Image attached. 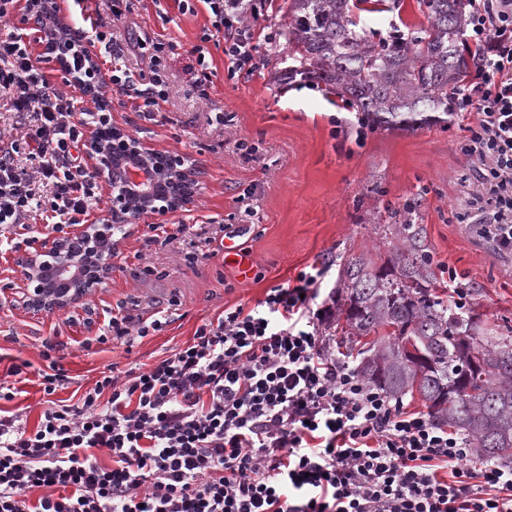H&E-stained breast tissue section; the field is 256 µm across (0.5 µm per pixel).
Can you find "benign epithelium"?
<instances>
[{"instance_id": "obj_1", "label": "benign epithelium", "mask_w": 512, "mask_h": 512, "mask_svg": "<svg viewBox=\"0 0 512 512\" xmlns=\"http://www.w3.org/2000/svg\"><path fill=\"white\" fill-rule=\"evenodd\" d=\"M111 141L125 153L137 158L152 173L154 179L169 185V191L156 194L145 191L138 196L143 214L157 211L176 212L191 203L192 195L186 185L197 179L191 167L174 169L161 166L162 152L130 136L124 129L111 124ZM86 161L104 182L106 189L119 183L111 150L104 146L103 131L90 126L86 131ZM126 198L112 194L111 206L89 224H75L63 238L42 243L25 256V278L20 286L21 302L33 313L67 309L103 287L109 268L104 259L119 251L121 240L112 238V227L123 218Z\"/></svg>"}]
</instances>
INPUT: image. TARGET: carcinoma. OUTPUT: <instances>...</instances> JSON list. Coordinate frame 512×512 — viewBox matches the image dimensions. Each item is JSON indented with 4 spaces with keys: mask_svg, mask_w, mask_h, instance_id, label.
<instances>
[{
    "mask_svg": "<svg viewBox=\"0 0 512 512\" xmlns=\"http://www.w3.org/2000/svg\"><path fill=\"white\" fill-rule=\"evenodd\" d=\"M418 4L427 24L379 37L359 13L386 11V0H288L279 36L299 66L278 81H314L371 127L412 129L425 122L419 114L450 111L451 95L476 65L463 39L468 0ZM400 235L404 247L380 266L363 255L343 263L342 332L372 337L358 371L393 400L418 395L433 420L461 431L481 458L512 461V336L481 335L470 306L444 300L408 216Z\"/></svg>",
    "mask_w": 512,
    "mask_h": 512,
    "instance_id": "cac0c4a2",
    "label": "carcinoma"
}]
</instances>
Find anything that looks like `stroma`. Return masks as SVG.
Returning <instances> with one entry per match:
<instances>
[{
    "label": "stroma",
    "instance_id": "35a3bbf8",
    "mask_svg": "<svg viewBox=\"0 0 512 512\" xmlns=\"http://www.w3.org/2000/svg\"><path fill=\"white\" fill-rule=\"evenodd\" d=\"M264 3L259 16L244 21L259 48L256 65L230 79L222 47L208 38L213 27L204 6L184 14L175 0H130L118 19L109 0H90L94 19L122 37L175 43L169 98L154 120L141 119L130 100L113 104L112 118L155 149L195 162L200 187L188 209L136 219L104 288L65 310L32 314L18 303L23 271L15 259L53 237L45 217L27 218L19 249L0 248V385L14 392L0 408L18 414L27 429H35L49 400L70 399L103 372L151 366L224 309L253 308L299 273L321 269L318 297L326 299L339 287L345 259L363 253L381 263L392 254L409 203L437 279L454 278L488 333L512 336V254L453 217L474 189L473 164L460 146L475 115L439 112L413 130L382 127L358 138L355 111L337 108L320 85L278 83L275 71L288 57L279 37L287 6ZM199 44L216 71L204 99L190 87L189 51ZM242 139L257 146L254 157L236 150ZM250 185L251 202H239ZM229 224L245 231L254 260L249 278L208 243ZM191 250L198 253L192 265L184 260ZM159 311L167 324L133 345L98 340L113 314L145 320ZM51 371L66 382L50 398L40 382Z\"/></svg>",
    "mask_w": 512,
    "mask_h": 512
}]
</instances>
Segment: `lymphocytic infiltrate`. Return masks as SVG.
Listing matches in <instances>:
<instances>
[{"mask_svg": "<svg viewBox=\"0 0 512 512\" xmlns=\"http://www.w3.org/2000/svg\"><path fill=\"white\" fill-rule=\"evenodd\" d=\"M0 0V100L23 135L0 140V228L50 214L55 231L83 223L99 185L84 154L101 112L77 111L50 83L92 95L111 88L152 119L168 98L173 43L144 40L149 73L127 67L124 45L85 12L73 23L53 0ZM244 0H178L214 17L228 74L258 52L239 27ZM464 39L477 67L453 109L476 116L462 145L476 166L478 232L512 253V0H469ZM40 26L43 53L23 31ZM101 49L111 70L86 52ZM46 186L41 195L37 186ZM318 276L302 272L259 307L225 309L173 354L125 380L105 376L77 403L43 412L34 431L0 414V512H512V468L475 462L465 437L368 386L320 329ZM107 451L111 465L99 462ZM37 502H30L31 493Z\"/></svg>", "mask_w": 512, "mask_h": 512, "instance_id": "1", "label": "lymphocytic infiltrate"}]
</instances>
